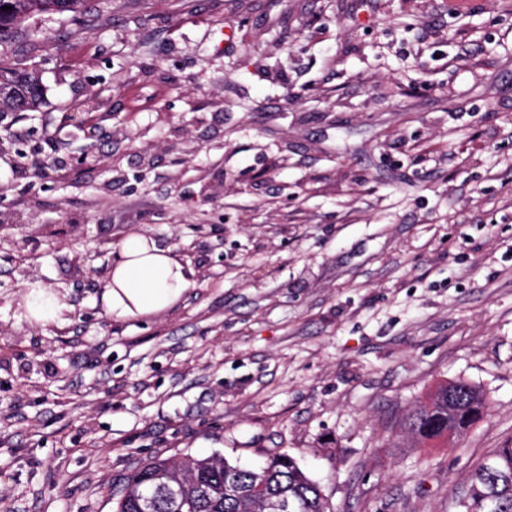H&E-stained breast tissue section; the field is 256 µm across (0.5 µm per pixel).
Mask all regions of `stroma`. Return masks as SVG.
<instances>
[{
	"label": "stroma",
	"mask_w": 512,
	"mask_h": 512,
	"mask_svg": "<svg viewBox=\"0 0 512 512\" xmlns=\"http://www.w3.org/2000/svg\"><path fill=\"white\" fill-rule=\"evenodd\" d=\"M0 112V512H112L144 460L288 453L331 512H451L512 445V0H109L37 16ZM188 254L108 317L130 233ZM65 322L18 317L25 283ZM466 380L487 417L416 447ZM195 272L175 250L160 248L142 234L119 247L100 300L106 315L132 319L166 311L194 285ZM24 298L33 299L26 306V318L31 324L41 327L56 325L72 310L63 296L40 283H27ZM35 305V306H34ZM448 394L451 402L448 403ZM489 411L483 392L465 380L441 383L427 403L407 414L405 426L421 444L459 439Z\"/></svg>",
	"instance_id": "35a3bbf8"
}]
</instances>
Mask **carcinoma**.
<instances>
[{"mask_svg": "<svg viewBox=\"0 0 512 512\" xmlns=\"http://www.w3.org/2000/svg\"><path fill=\"white\" fill-rule=\"evenodd\" d=\"M89 13L88 0H0V108L29 111L43 98L41 77L10 55L16 44L43 41L25 23L38 15ZM489 411L483 392L465 380L440 384L427 403L407 414L405 426L422 444L459 439ZM457 512H512V447L499 448L455 493ZM286 499L291 512H327L320 487L285 452L258 467L233 464L219 454L198 458L151 457L124 479L113 512H267Z\"/></svg>", "mask_w": 512, "mask_h": 512, "instance_id": "obj_1", "label": "carcinoma"}]
</instances>
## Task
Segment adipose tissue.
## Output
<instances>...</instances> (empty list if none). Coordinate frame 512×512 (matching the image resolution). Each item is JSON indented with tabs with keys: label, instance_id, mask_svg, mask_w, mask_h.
I'll return each instance as SVG.
<instances>
[{
	"label": "adipose tissue",
	"instance_id": "adipose-tissue-1",
	"mask_svg": "<svg viewBox=\"0 0 512 512\" xmlns=\"http://www.w3.org/2000/svg\"><path fill=\"white\" fill-rule=\"evenodd\" d=\"M195 272L175 250L158 247L142 234L127 236L119 247L100 300L106 315L132 319L174 306L194 284ZM31 303L26 317L46 327L63 321L71 310L63 296L39 283L26 284Z\"/></svg>",
	"mask_w": 512,
	"mask_h": 512
}]
</instances>
